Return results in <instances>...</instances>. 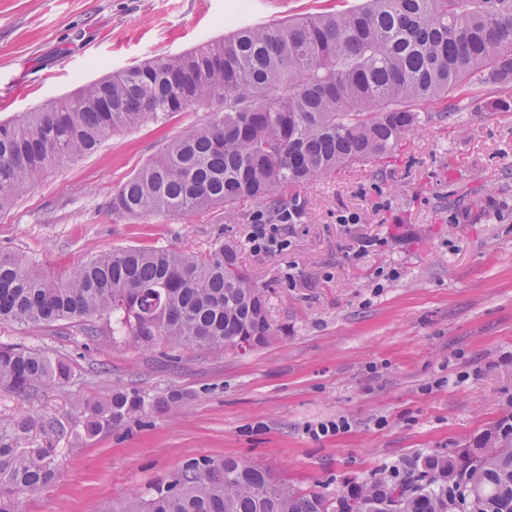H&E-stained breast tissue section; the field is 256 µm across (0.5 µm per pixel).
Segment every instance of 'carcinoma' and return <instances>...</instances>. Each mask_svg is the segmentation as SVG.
I'll use <instances>...</instances> for the list:
<instances>
[{
    "instance_id": "1",
    "label": "carcinoma",
    "mask_w": 512,
    "mask_h": 512,
    "mask_svg": "<svg viewBox=\"0 0 512 512\" xmlns=\"http://www.w3.org/2000/svg\"><path fill=\"white\" fill-rule=\"evenodd\" d=\"M512 85V0H363L242 27L183 54L81 86L0 122V211L55 167L95 152L112 135L208 101L224 111L166 141L112 194V213L150 217L259 203L279 224L300 187L359 161L386 163L420 123L419 107L448 112L470 78ZM142 348L160 343L249 351L274 336L266 290L217 240L201 255L136 246L99 253L52 275L0 251V323L91 321ZM71 363L0 344V387L29 395L68 381ZM163 404L132 388L79 398L75 439H91ZM29 424L0 426V512L52 483L55 449L25 446ZM512 512V431L452 455H427L399 479L369 477L333 493L299 494L265 469L226 458L187 461L148 497L100 512Z\"/></svg>"
}]
</instances>
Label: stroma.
I'll return each mask as SVG.
<instances>
[{
    "mask_svg": "<svg viewBox=\"0 0 512 512\" xmlns=\"http://www.w3.org/2000/svg\"><path fill=\"white\" fill-rule=\"evenodd\" d=\"M357 0H0V121L145 60L238 28ZM512 88L474 80L455 111L411 131L390 162H360L292 190L287 247L253 253L255 224L223 212L132 219L113 190L173 137L206 118L179 112L48 171L0 212V251L46 271L129 246L207 252L238 242L267 290L275 333L245 354L145 350L78 326L0 324V343L66 358L62 385L0 388V426L30 421L29 446L53 443L57 477L19 512H98L141 494L192 458L233 457L295 492L403 473L429 454L472 447L512 416ZM354 214L355 222L339 223ZM139 389L159 407L75 440V399ZM346 417L347 429L314 435Z\"/></svg>",
    "mask_w": 512,
    "mask_h": 512,
    "instance_id": "obj_1",
    "label": "stroma"
}]
</instances>
